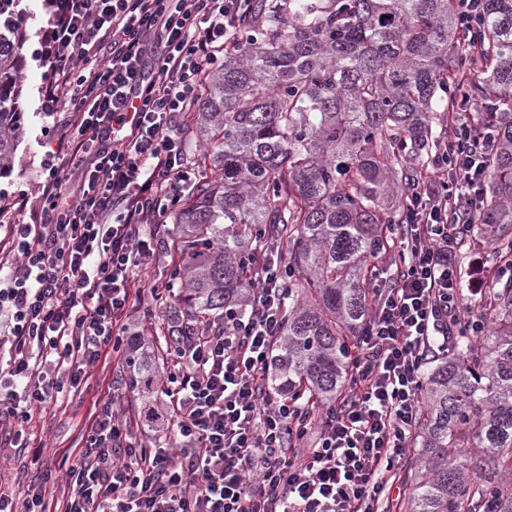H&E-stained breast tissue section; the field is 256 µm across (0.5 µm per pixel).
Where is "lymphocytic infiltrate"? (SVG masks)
I'll use <instances>...</instances> for the list:
<instances>
[{"label": "lymphocytic infiltrate", "instance_id": "obj_1", "mask_svg": "<svg viewBox=\"0 0 512 512\" xmlns=\"http://www.w3.org/2000/svg\"><path fill=\"white\" fill-rule=\"evenodd\" d=\"M45 58L49 111L69 98L79 116L76 185L50 168L45 221L10 224L21 262L0 283V411L22 447L34 413L130 335L135 300L162 299L136 275L162 219L198 171L184 118L201 76L222 66L251 0H50ZM480 140L454 118L432 173L402 224L400 267L374 286L345 393L322 410L270 395V356L283 337L288 264L262 246L244 309H226L207 335L181 336L162 379L169 445L133 437L105 401L81 456L66 471L65 512H380L419 412L422 367L448 348V321L464 294L458 254L470 216L460 188L480 190Z\"/></svg>", "mask_w": 512, "mask_h": 512}]
</instances>
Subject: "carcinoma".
Instances as JSON below:
<instances>
[{
	"label": "carcinoma",
	"mask_w": 512,
	"mask_h": 512,
	"mask_svg": "<svg viewBox=\"0 0 512 512\" xmlns=\"http://www.w3.org/2000/svg\"><path fill=\"white\" fill-rule=\"evenodd\" d=\"M468 15L465 0H252L240 43L207 72L190 116L217 150L194 158L202 175L172 213L184 262L171 275L199 336L244 302L251 247L287 243L274 393L318 406L346 385L390 225L446 134L436 109H484L488 187L471 223L512 258V0ZM22 45L0 36V172L17 148ZM478 317L484 333L449 337L422 385L409 462L421 480L402 512H512V281ZM158 363L128 355L138 391L155 393Z\"/></svg>",
	"instance_id": "obj_1"
}]
</instances>
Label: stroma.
<instances>
[{
  "instance_id": "stroma-1",
  "label": "stroma",
  "mask_w": 512,
  "mask_h": 512,
  "mask_svg": "<svg viewBox=\"0 0 512 512\" xmlns=\"http://www.w3.org/2000/svg\"><path fill=\"white\" fill-rule=\"evenodd\" d=\"M23 5L27 20L21 51L22 82L15 98V109L21 114L19 145L11 170L0 175V225L44 223L46 152H55L62 177L72 181L77 178L70 156L75 128L69 115L42 107V90L51 79L40 54L42 34L50 17L48 0H23ZM125 359V354L119 352L109 355L89 368L86 383L64 389L50 401L31 423L28 447H7L10 427L0 426V441L6 445L0 453V488L12 497L15 508H22L32 484L44 480L48 483L44 504L48 512H58L68 496L66 470L85 446L95 418V401L107 394H115L119 418L132 426L142 443L150 446L164 440V433L144 420L147 410L161 408L162 400L142 396L130 386Z\"/></svg>"
}]
</instances>
